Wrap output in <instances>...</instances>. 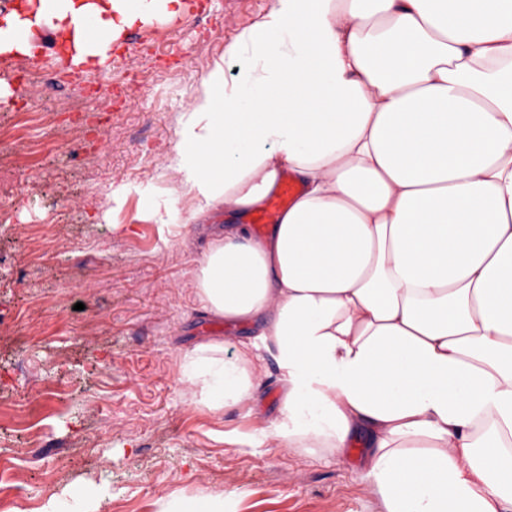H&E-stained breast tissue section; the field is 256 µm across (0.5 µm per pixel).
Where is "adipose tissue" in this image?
<instances>
[{
	"instance_id": "1",
	"label": "adipose tissue",
	"mask_w": 512,
	"mask_h": 512,
	"mask_svg": "<svg viewBox=\"0 0 512 512\" xmlns=\"http://www.w3.org/2000/svg\"><path fill=\"white\" fill-rule=\"evenodd\" d=\"M183 9L38 0L0 54L34 57L50 28L102 67L126 28ZM232 51L234 84L215 65L178 119L175 170L193 219L226 218L200 301L256 326L280 372L262 438H361L385 512H512V0H274ZM286 171L301 194L252 234ZM254 351L198 343L182 380L215 413L252 403Z\"/></svg>"
}]
</instances>
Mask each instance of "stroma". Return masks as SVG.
Returning <instances> with one entry per match:
<instances>
[{"mask_svg": "<svg viewBox=\"0 0 512 512\" xmlns=\"http://www.w3.org/2000/svg\"><path fill=\"white\" fill-rule=\"evenodd\" d=\"M183 2L122 33L112 55L128 76L84 69L72 104L111 99L95 115L105 148L66 117L49 130L0 109V512H35L71 485L96 488L98 512L203 493L224 512H384L360 445L251 444L279 415L273 361L249 408L211 412L180 380L185 350L218 338L232 360L254 327L197 300L207 232L174 168L177 120L215 64L234 81L230 49L272 0Z\"/></svg>", "mask_w": 512, "mask_h": 512, "instance_id": "35a3bbf8", "label": "stroma"}]
</instances>
